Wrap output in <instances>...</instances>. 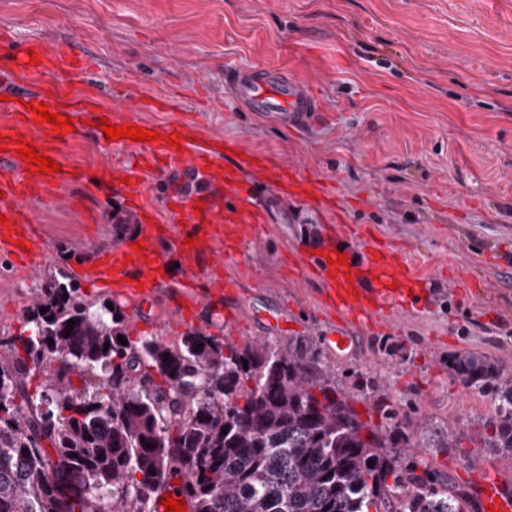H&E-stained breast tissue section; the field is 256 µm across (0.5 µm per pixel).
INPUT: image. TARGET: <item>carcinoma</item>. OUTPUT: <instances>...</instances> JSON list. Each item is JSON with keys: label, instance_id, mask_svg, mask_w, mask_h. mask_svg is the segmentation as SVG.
<instances>
[{"label": "carcinoma", "instance_id": "1", "mask_svg": "<svg viewBox=\"0 0 512 512\" xmlns=\"http://www.w3.org/2000/svg\"><path fill=\"white\" fill-rule=\"evenodd\" d=\"M24 320L31 334L0 339V512H154L177 475L192 512H465L407 461L399 410L362 421L313 346L133 338L120 304L58 278ZM448 370L491 391L485 443L512 451V370L476 354Z\"/></svg>", "mask_w": 512, "mask_h": 512}]
</instances>
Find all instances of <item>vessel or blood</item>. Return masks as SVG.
Segmentation results:
<instances>
[{"instance_id": "1", "label": "vessel or blood", "mask_w": 512, "mask_h": 512, "mask_svg": "<svg viewBox=\"0 0 512 512\" xmlns=\"http://www.w3.org/2000/svg\"><path fill=\"white\" fill-rule=\"evenodd\" d=\"M33 49L41 61L33 66L26 54L0 55V86L5 87L7 98L0 101V134L8 135L9 145L0 151V166L11 172V179L0 187V214L11 218L12 227L0 225V252L10 254L26 267L34 270L40 251V237L31 215L24 209L25 198L44 191L55 192V200L64 207H72L71 198L59 194L61 182L83 180L80 169L55 173L29 174L25 162L16 152L14 139L35 141L39 154L54 163L63 161V149L73 138L71 132H55L53 125L36 121L34 105L44 104L50 112L69 118L87 117L90 121L108 119L111 124L123 120L103 108L94 92L70 91L62 81L63 76L80 74L92 78L90 60L78 58L64 49L51 50L43 44ZM227 89L236 106L244 112L254 113L272 126L289 127L299 131L320 118L318 96L303 83L280 69L252 68L231 69L225 78ZM127 125L137 124L135 116L124 120ZM196 125L181 122L163 128V138L154 143L132 142L128 138L107 140L104 132H97V142L109 148H131L127 159L109 162L102 166L103 176L120 180L124 197L132 202L133 210L142 226L137 238L142 242V252H134L129 244H121L101 254L94 265L80 267V278L112 287L115 294L127 300H144L154 297L166 276L160 271L165 261L158 249L165 240L181 253L185 260L195 261L204 257L213 286L212 292L201 291L196 273L184 276L176 291L178 311L185 322H193L198 307L211 295H232L236 284L222 279L219 274L221 261L215 252H203L199 242L203 239L221 241L222 231L214 223L216 209H223L228 224H259L264 220L262 211L251 202L262 195L270 179L281 184L282 196L305 197L309 182L298 171L287 170L270 175L263 164V155L246 152L242 156H229L213 145L195 148L192 136ZM178 135L180 147L168 145L169 135ZM193 171L206 174L217 172L224 184V196L199 197L194 194L167 196L165 206L170 219L165 223L154 220V207L147 197V174L168 176L173 173ZM202 204V211H195V204ZM194 238L196 246H186V238ZM342 252L345 265L331 268L327 257ZM318 284V304L324 315L340 323H356L364 319L382 320L388 309L405 302L415 294L410 284L414 272L407 256L391 247L373 240L362 241L359 249L349 250L344 233H336L326 245L324 254L307 255L301 266ZM478 508L494 507L495 512H512V477L503 475L482 478L473 485Z\"/></svg>"}]
</instances>
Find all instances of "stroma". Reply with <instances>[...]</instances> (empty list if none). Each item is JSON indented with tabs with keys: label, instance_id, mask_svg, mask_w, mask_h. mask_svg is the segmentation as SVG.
I'll return each instance as SVG.
<instances>
[{
	"label": "stroma",
	"instance_id": "stroma-1",
	"mask_svg": "<svg viewBox=\"0 0 512 512\" xmlns=\"http://www.w3.org/2000/svg\"><path fill=\"white\" fill-rule=\"evenodd\" d=\"M13 51L27 43L67 48L97 62L94 91L107 109L134 97H168L174 112H144L163 126L196 119L198 141L217 137L264 153L332 189L335 206L264 196V223L232 252L216 245L232 298L213 297L182 323L172 290L185 273L168 242L171 276L147 302L122 301L129 333L175 342L198 330L226 341L316 344L336 331L317 308V284L288 268L301 247L320 246L336 225L365 231L407 254L424 299L392 308L387 328H352L354 349L326 350L362 420L380 425L399 409L414 458L468 493V467L512 475V453L485 445L489 396L448 371L474 353L512 369V0H0ZM228 67H276L316 90L325 116L301 131L240 111L224 88ZM108 152L90 126L64 149L87 180L68 184L76 207L26 201L44 243L37 271L0 255V336L23 332L42 281L111 250L112 214L127 204L97 181ZM242 311L229 332L223 310ZM379 384L361 397L366 377ZM462 442L447 447L449 435Z\"/></svg>",
	"mask_w": 512,
	"mask_h": 512
}]
</instances>
